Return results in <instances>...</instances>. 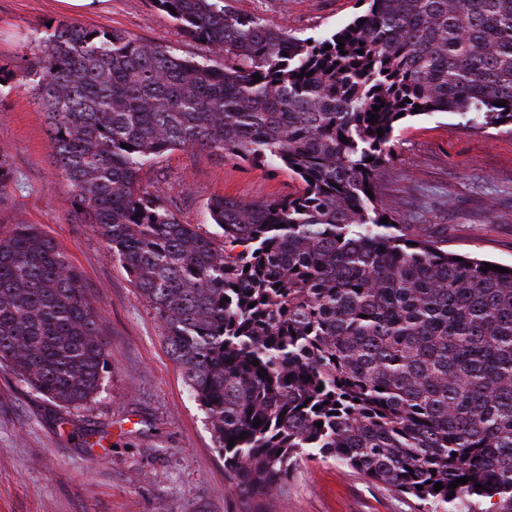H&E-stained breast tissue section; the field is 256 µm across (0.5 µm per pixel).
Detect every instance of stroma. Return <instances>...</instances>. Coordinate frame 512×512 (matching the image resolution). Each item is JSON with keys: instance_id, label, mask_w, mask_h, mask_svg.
I'll use <instances>...</instances> for the list:
<instances>
[{"instance_id": "35a3bbf8", "label": "stroma", "mask_w": 512, "mask_h": 512, "mask_svg": "<svg viewBox=\"0 0 512 512\" xmlns=\"http://www.w3.org/2000/svg\"><path fill=\"white\" fill-rule=\"evenodd\" d=\"M299 39L320 38L363 13L360 0H230ZM61 0H0V156L10 180L0 193V232L37 225L83 274L112 363L97 396L73 410L53 405L0 367V512H254L233 492L205 413L191 396L165 343L156 311L119 258L76 217L43 112L21 79L30 42L66 19ZM210 58L152 0H100L80 16ZM394 154L380 171L379 197L408 233L445 240L449 251L512 266V128L475 129L434 113L403 120ZM142 187L183 224L220 238L208 204L281 198L299 183L284 170L177 149L140 173ZM270 512H418L413 499L389 492L338 461L306 462L272 500Z\"/></svg>"}]
</instances>
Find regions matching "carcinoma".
Here are the masks:
<instances>
[{"label":"carcinoma","mask_w":512,"mask_h":512,"mask_svg":"<svg viewBox=\"0 0 512 512\" xmlns=\"http://www.w3.org/2000/svg\"><path fill=\"white\" fill-rule=\"evenodd\" d=\"M153 2L224 65L71 21L34 40L24 73L78 218L158 314L232 490L268 502L320 456L421 512H512V272L380 222L365 193L417 104L512 125V0H370L312 41L226 0ZM198 147L286 169L298 192L213 198L219 244L139 180ZM111 360L81 272L34 224L1 233L0 364L78 409Z\"/></svg>","instance_id":"cac0c4a2"}]
</instances>
